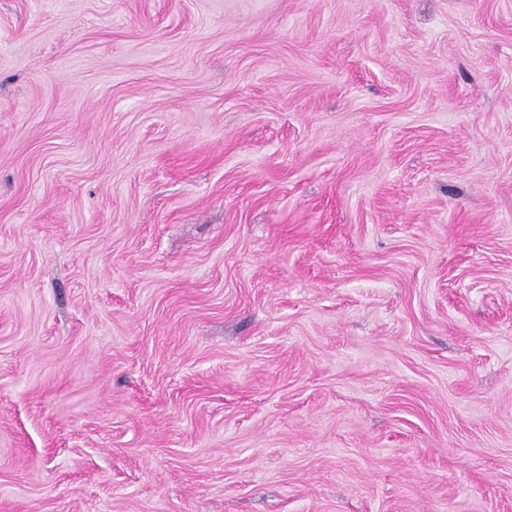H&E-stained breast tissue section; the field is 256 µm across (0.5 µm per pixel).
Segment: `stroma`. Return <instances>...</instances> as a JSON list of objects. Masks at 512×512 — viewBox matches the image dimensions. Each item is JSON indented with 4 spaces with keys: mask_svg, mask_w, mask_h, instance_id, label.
Returning a JSON list of instances; mask_svg holds the SVG:
<instances>
[{
    "mask_svg": "<svg viewBox=\"0 0 512 512\" xmlns=\"http://www.w3.org/2000/svg\"><path fill=\"white\" fill-rule=\"evenodd\" d=\"M0 512H512V0H0Z\"/></svg>",
    "mask_w": 512,
    "mask_h": 512,
    "instance_id": "stroma-1",
    "label": "stroma"
}]
</instances>
